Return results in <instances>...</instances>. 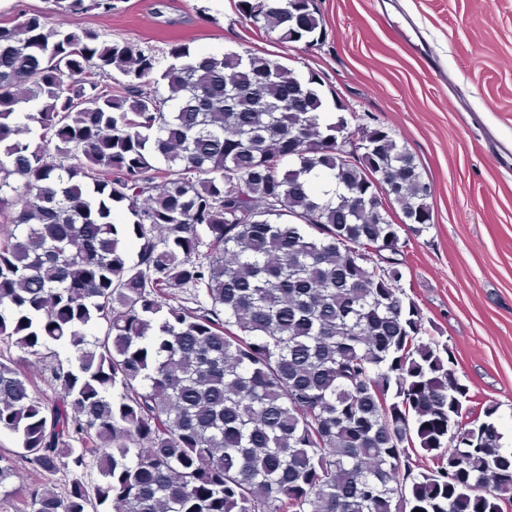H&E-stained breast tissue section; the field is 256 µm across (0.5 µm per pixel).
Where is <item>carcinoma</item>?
Wrapping results in <instances>:
<instances>
[{
  "instance_id": "cac0c4a2",
  "label": "carcinoma",
  "mask_w": 512,
  "mask_h": 512,
  "mask_svg": "<svg viewBox=\"0 0 512 512\" xmlns=\"http://www.w3.org/2000/svg\"><path fill=\"white\" fill-rule=\"evenodd\" d=\"M240 7L288 43L324 23ZM169 56L0 24V339L67 352L47 401L0 362V430L103 477L32 512H505L497 406L398 286L400 232L434 225L413 155L266 53Z\"/></svg>"
}]
</instances>
